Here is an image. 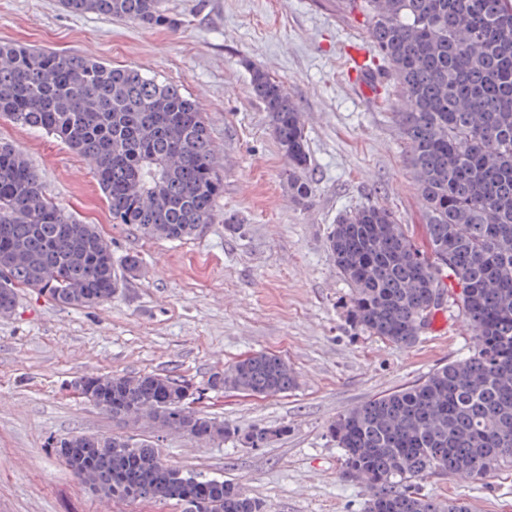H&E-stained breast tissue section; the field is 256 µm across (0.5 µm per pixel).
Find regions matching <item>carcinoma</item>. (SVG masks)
Instances as JSON below:
<instances>
[{
	"label": "carcinoma",
	"mask_w": 512,
	"mask_h": 512,
	"mask_svg": "<svg viewBox=\"0 0 512 512\" xmlns=\"http://www.w3.org/2000/svg\"><path fill=\"white\" fill-rule=\"evenodd\" d=\"M368 23L373 52L364 66L389 77L406 99L394 113L427 215L429 252L387 208L345 211L327 237L336 273L350 286L345 318L356 329L410 348L437 297L455 292L471 331L469 353L414 384L368 400L327 426L340 448V477L368 492L365 512H468L466 504L419 492L452 474L483 479L512 468V0H338ZM71 14L119 19L142 29L178 27L162 0H60ZM288 161V189L311 197L310 155L297 106L281 81L250 71ZM0 116L60 139L93 166L113 222L150 238L180 241L212 222L224 179L199 104L179 85L134 67L43 48L0 44ZM140 270L138 256L116 270L108 240L47 195L26 155L0 142V314L18 289L63 306L92 307ZM79 395L128 419L139 406L152 426L197 441L231 439L263 448L288 426L231 427L190 410L186 380L167 374H99ZM296 384L278 355L256 352L208 380L212 390L276 397ZM118 436L78 434L69 467L106 497L172 502L183 512H267L232 482L158 462L155 443L115 449Z\"/></svg>",
	"instance_id": "obj_1"
}]
</instances>
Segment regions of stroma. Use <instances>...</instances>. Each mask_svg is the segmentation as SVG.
<instances>
[{"mask_svg":"<svg viewBox=\"0 0 512 512\" xmlns=\"http://www.w3.org/2000/svg\"><path fill=\"white\" fill-rule=\"evenodd\" d=\"M177 28L63 11L58 0H0V43L50 48L132 66L198 100L224 174L216 218L182 242L154 240L114 223L92 166L53 136L0 117V141L29 157L47 193L98 225L115 259L139 255L135 279L111 301L66 308L20 289L0 314V512H180L96 494L76 480L54 444L75 432L149 438L100 413L72 389L88 374L157 372L182 377L197 409L224 422L289 428L263 448L199 444L162 433L168 465L237 482L270 512H364L362 484L339 476L341 451L326 432L339 414L467 355L462 313L446 296L437 322L404 349L351 327L347 283L327 236L337 216L365 204L390 209L427 248L426 217L393 120L396 86L375 99L355 90L352 58L369 46L360 12L336 0H163ZM259 67L281 81L305 125L314 189L296 202L287 162L249 82ZM234 219L229 232L225 219ZM255 352L284 357L297 373L279 397L208 389L211 374ZM422 494L469 512H512V471L482 480L435 475Z\"/></svg>","mask_w":512,"mask_h":512,"instance_id":"1","label":"stroma"}]
</instances>
